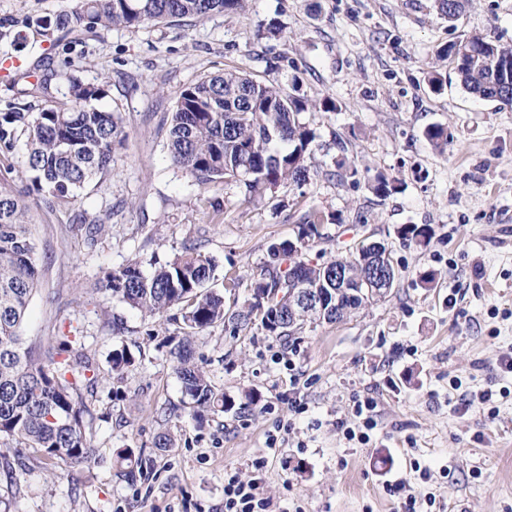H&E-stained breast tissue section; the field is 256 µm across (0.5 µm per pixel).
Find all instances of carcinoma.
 Segmentation results:
<instances>
[{"label": "carcinoma", "mask_w": 512, "mask_h": 512, "mask_svg": "<svg viewBox=\"0 0 512 512\" xmlns=\"http://www.w3.org/2000/svg\"><path fill=\"white\" fill-rule=\"evenodd\" d=\"M448 20L457 19L467 0H437ZM245 0H79L70 13L40 20L47 31L90 32L97 26L135 28L150 21L203 19L213 14L242 11ZM438 57L454 65L462 88L482 100L512 105V44L495 37L472 36L449 43ZM19 71L13 83H23L27 96L45 94L51 80L66 81L68 103L48 104L37 112L21 107L0 113V152L11 153L18 137L25 138L22 174L26 190L0 179V439L19 449L40 454L49 474L59 477L63 467L87 471L95 454L83 417L89 412L84 389L95 378L80 337L65 336L61 348L38 354L23 347L19 329L39 278L36 244L31 237L23 192L44 194L52 206L68 205L112 162V149L122 142L121 116L95 105L104 94L100 83L84 82L64 69L47 68L34 82ZM337 110L326 96L311 103L300 94L297 78L288 85L257 80L246 73L225 72L194 83L180 92L168 133L167 148L174 167L201 186L235 181L244 188V200H261L283 183L300 186L310 175V146L316 130L305 119L309 108ZM424 137L440 154L448 134L431 126ZM402 179L383 173L369 185L386 198L401 190ZM340 216L309 208L301 217L296 245L322 238L327 223ZM69 230L85 236L89 245L105 234V224L80 214ZM403 240L417 244L430 238L427 224H406ZM269 265L250 284L247 309L230 317L231 332L257 325L270 336L291 337L297 330L275 319L274 300L287 293L293 268L309 281L321 276L325 264L310 265L291 241L270 245ZM287 268H282L283 263ZM215 261L196 246L146 273L142 262L131 260L116 271H106L100 288L147 318L180 311L186 335L171 350L182 392L192 418L199 424L231 406L224 392L199 365L193 335L224 322V295L210 287L216 279ZM68 356H62V353ZM112 371L122 374L135 363L126 348L111 354Z\"/></svg>", "instance_id": "obj_1"}]
</instances>
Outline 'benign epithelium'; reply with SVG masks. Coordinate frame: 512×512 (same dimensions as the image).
Wrapping results in <instances>:
<instances>
[{"instance_id":"benign-epithelium-1","label":"benign epithelium","mask_w":512,"mask_h":512,"mask_svg":"<svg viewBox=\"0 0 512 512\" xmlns=\"http://www.w3.org/2000/svg\"><path fill=\"white\" fill-rule=\"evenodd\" d=\"M370 245L373 246L372 253L367 258L370 267L364 274L357 275L349 267L338 264L336 271L330 273L329 279L324 283H310L300 279L293 281V286L283 300L287 306L285 318L288 319V325H304L310 310L323 307L328 286L333 285L345 292L353 307L360 302H370L388 295L393 265L390 247L382 240L372 241Z\"/></svg>"}]
</instances>
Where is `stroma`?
<instances>
[{
	"label": "stroma",
	"instance_id": "1",
	"mask_svg": "<svg viewBox=\"0 0 512 512\" xmlns=\"http://www.w3.org/2000/svg\"><path fill=\"white\" fill-rule=\"evenodd\" d=\"M77 0H0V56L41 74L68 59L86 82L105 80L100 108L121 113L126 137L104 177L66 208L43 195L24 202L37 244L39 286L22 329L26 347H59L81 331L97 380L86 391L89 474L55 478L33 450L0 440V512H224V478H261L278 512H398L384 483L411 480L418 512H512V108L466 93L449 75L427 84L446 43L490 35L512 44V0H468L448 21L434 0H247L244 12L136 28L97 27L79 45L40 35L36 19L72 11ZM280 39L261 36L270 19ZM228 71L287 83L299 77L314 102L338 109L306 114L317 132L303 187L280 185L244 203L236 184L198 186L168 156L166 130L180 92ZM443 126L440 154L424 130ZM347 159L358 174L328 173ZM403 179L381 199L378 173ZM339 214L307 250L315 263L383 240L401 271L389 295L341 322L289 338L214 324L193 339L201 364L234 406L197 425L185 404L171 348L182 321L148 320L95 284L132 259L166 262L197 245L216 276L238 277L224 310L247 307L272 243L296 239L301 215ZM108 230L96 250L67 233L74 213ZM405 224L429 225L428 243L404 242ZM434 275L432 287L423 279ZM120 333H113V325ZM135 367L112 372V349ZM491 392L488 403L477 396ZM376 403L367 442L347 439L356 401ZM285 441L262 472L267 438ZM174 436L157 448L160 434ZM135 471L117 462L123 450Z\"/></svg>",
	"mask_w": 512,
	"mask_h": 512
}]
</instances>
